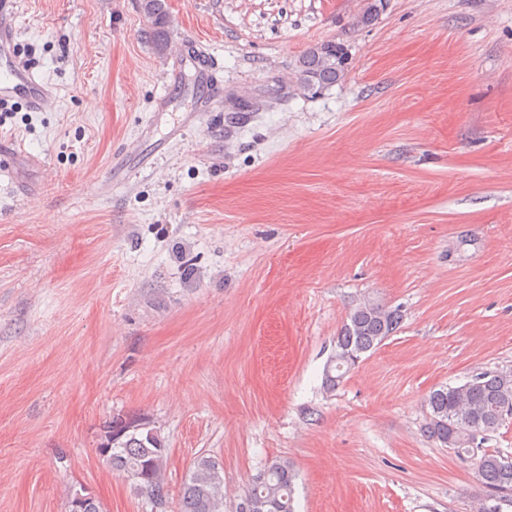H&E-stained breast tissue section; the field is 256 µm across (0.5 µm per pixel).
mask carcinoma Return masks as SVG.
Instances as JSON below:
<instances>
[{
    "label": "carcinoma",
    "instance_id": "1",
    "mask_svg": "<svg viewBox=\"0 0 512 512\" xmlns=\"http://www.w3.org/2000/svg\"><path fill=\"white\" fill-rule=\"evenodd\" d=\"M153 50L162 54L170 47V17L165 0H139ZM348 48L338 39L318 42L300 56L296 82L300 93L319 96L343 81ZM400 310L364 301L353 307L336 338V353L325 371V386L333 389L349 372L344 355L361 357L382 343V330L396 331ZM430 415L443 423L435 430L425 428L430 438L441 441L453 437V449L464 460H472L481 478L480 512H502L512 506V459L475 445L464 430L473 428L488 436L496 432L508 414L512 415V369L487 370L479 380L458 386H443L428 396ZM104 439L99 447L108 448L112 469L130 479L136 492L146 497L158 512L169 504L164 473L169 448L151 420L137 414L117 415L100 428ZM292 465L275 460L253 475L237 512H295ZM223 467L213 457L201 454L185 478L178 495L177 512H224Z\"/></svg>",
    "mask_w": 512,
    "mask_h": 512
}]
</instances>
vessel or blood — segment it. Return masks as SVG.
I'll return each mask as SVG.
<instances>
[{"mask_svg": "<svg viewBox=\"0 0 512 512\" xmlns=\"http://www.w3.org/2000/svg\"><path fill=\"white\" fill-rule=\"evenodd\" d=\"M15 0H0V105L12 101L24 102L31 111L47 112L58 102L56 87L34 67L23 62L16 52L19 29L15 20ZM192 67L199 85L217 84L216 65L209 53L196 42L179 44L175 48V62L167 75L168 87L180 82L184 67ZM140 153L139 144L128 146L118 157L110 174L111 182L133 178L136 167L132 158Z\"/></svg>", "mask_w": 512, "mask_h": 512, "instance_id": "b4317fda", "label": "vessel or blood"}]
</instances>
